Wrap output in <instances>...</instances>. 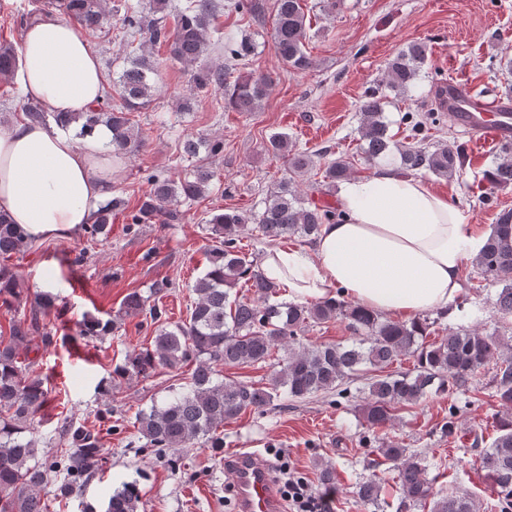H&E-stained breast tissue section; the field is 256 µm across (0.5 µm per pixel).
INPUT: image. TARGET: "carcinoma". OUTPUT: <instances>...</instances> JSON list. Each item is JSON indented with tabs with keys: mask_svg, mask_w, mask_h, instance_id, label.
<instances>
[{
	"mask_svg": "<svg viewBox=\"0 0 512 512\" xmlns=\"http://www.w3.org/2000/svg\"><path fill=\"white\" fill-rule=\"evenodd\" d=\"M304 0H274L273 25L277 54L298 71L312 67L305 47L307 15ZM48 6L88 32L102 28L107 0H50ZM169 0H149L144 11L124 3L115 37L129 33L145 34V43L164 45L174 59L198 65L191 74L193 88L213 89L224 94V104L236 112H252L265 98L269 78L242 71L238 66L250 55L245 42L229 44L226 51L233 64L200 65L207 51L209 31L216 30L214 0H186L173 14L168 26ZM235 11L242 16L264 12L261 0H235ZM426 61V48L410 44L388 62L387 85L407 91L415 83ZM20 57L10 43L0 44V78L14 76ZM158 92L157 70L140 54L127 62L102 100L87 112L53 114L60 127L78 126L82 138L99 125L112 129V152L118 157L135 153L141 140L132 132V114L149 106ZM360 140L365 158L383 161L392 152L399 155V167L406 173L428 171L450 178L463 165L459 148L441 144L430 150L416 138L402 148L395 144L383 121L381 99L370 93L360 107ZM219 156L224 142H207L190 136L183 140V152L194 156L200 147ZM268 151L284 160L289 171L301 173L314 165L312 155L294 148L288 134L276 133L268 140ZM352 164L342 158L326 164L324 179L332 184L352 178ZM215 172L201 165L178 181L151 173L150 186L138 210L131 215L134 224H178L184 211L181 203L200 199L214 180ZM496 187L512 186V142L502 146V155L488 174ZM123 203L114 199L99 206L95 221L83 228L92 241L107 238L112 213ZM336 218L327 206L307 204L288 179L270 192L264 209L251 214L236 208L210 215L207 223L213 244L207 251L208 265L193 287L196 295L189 320L169 326L163 311L151 297L167 291L164 283L151 294L127 295L122 309L128 316L145 315L156 325L151 346L126 355L115 371L122 380L144 378L160 369L179 370L192 366L188 380L179 390L148 409L135 414V424L144 439L142 448L156 457L171 450L192 448L200 442L212 448L224 447L218 433L227 420L246 411L258 414L277 406L282 399L306 400L321 394L334 397L332 403L350 401L362 388L351 383L368 376V395L361 404L363 420L370 429L386 426L400 406L414 405L432 394L450 395L465 390L480 369L492 366L493 397L506 411H512V345L499 336L460 326L448 330L439 340H428L429 329L438 319L399 322L383 320L348 301L288 303L278 299L279 286L259 270L258 259L243 251L240 233L249 224L270 242L297 237L314 239L320 227ZM30 247V235L0 211V258L8 260ZM481 279L494 287L493 305L501 318H512V211L500 215L492 225L484 250L474 260ZM243 283L251 296L232 293ZM0 303L11 307L22 303L17 278L11 268L0 266ZM57 311L56 297L40 292L30 302L29 318L14 321L9 344H0V512H49L45 489L54 488L55 498L70 499L82 494L85 485L103 471L105 453L97 435L69 420L55 439L65 444L59 454L44 453L31 434L36 415L48 401L44 378L34 370V362L21 358L20 350L40 339L43 347L54 343V334L44 320ZM331 319L347 323L352 333L348 343L297 345L298 333L311 324ZM286 352L283 366L274 372L269 386L255 387L243 381L216 380L218 364L240 366L267 362L273 351ZM403 357L413 359V368L390 371L388 367ZM380 459L367 463L370 473L357 485V496L378 508L385 479L377 472L382 462L392 463L397 472L399 492L397 512H479L472 495L456 487L437 488L427 477L425 457L393 442L379 449ZM476 463L485 472L489 488L496 495L498 512H512V416L497 425L496 436L478 454ZM142 504L136 484L127 482L109 497L107 512H139Z\"/></svg>",
	"mask_w": 512,
	"mask_h": 512,
	"instance_id": "obj_1",
	"label": "carcinoma"
}]
</instances>
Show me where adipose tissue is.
Returning a JSON list of instances; mask_svg holds the SVG:
<instances>
[{"instance_id": "ef3b65f1", "label": "adipose tissue", "mask_w": 512, "mask_h": 512, "mask_svg": "<svg viewBox=\"0 0 512 512\" xmlns=\"http://www.w3.org/2000/svg\"><path fill=\"white\" fill-rule=\"evenodd\" d=\"M19 79L27 100L52 112H85L102 97L100 62L84 35L40 16L27 30ZM112 132L83 139L20 122L0 131V210L35 236L66 235L92 223L112 195ZM340 221L322 225L312 250L271 248L263 274L292 302L348 297L376 313L413 318L452 310L465 262L486 236L424 179L390 167L343 183Z\"/></svg>"}]
</instances>
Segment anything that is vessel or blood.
<instances>
[{
	"label": "vessel or blood",
	"mask_w": 512,
	"mask_h": 512,
	"mask_svg": "<svg viewBox=\"0 0 512 512\" xmlns=\"http://www.w3.org/2000/svg\"><path fill=\"white\" fill-rule=\"evenodd\" d=\"M439 95L445 110L463 131L496 141H512V99L487 101L467 85L448 82ZM231 489L237 512H283L268 468L252 453L233 455Z\"/></svg>",
	"instance_id": "vessel-or-blood-1"
}]
</instances>
